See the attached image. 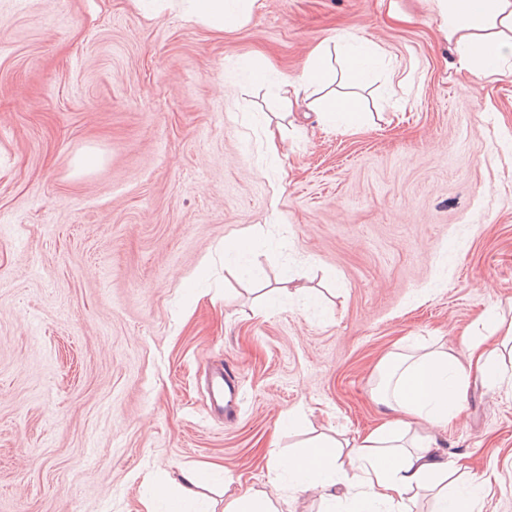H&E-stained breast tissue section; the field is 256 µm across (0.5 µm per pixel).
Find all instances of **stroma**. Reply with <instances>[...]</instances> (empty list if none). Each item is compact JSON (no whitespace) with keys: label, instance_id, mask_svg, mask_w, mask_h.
Listing matches in <instances>:
<instances>
[{"label":"stroma","instance_id":"obj_1","mask_svg":"<svg viewBox=\"0 0 512 512\" xmlns=\"http://www.w3.org/2000/svg\"><path fill=\"white\" fill-rule=\"evenodd\" d=\"M260 2L221 35L133 0H0V512H167L152 487L188 467L211 474L197 512L228 477L344 512L273 455L360 441L393 417L390 354L512 318V81L458 69L435 0ZM337 34L386 55L356 131L276 92ZM431 439L487 477L481 512H512V383L473 377ZM237 372L230 366H213L209 372L208 393L211 406L230 415L235 408V395L237 386ZM229 398L226 400V395Z\"/></svg>","mask_w":512,"mask_h":512}]
</instances>
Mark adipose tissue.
<instances>
[{
  "label": "adipose tissue",
  "instance_id": "1",
  "mask_svg": "<svg viewBox=\"0 0 512 512\" xmlns=\"http://www.w3.org/2000/svg\"><path fill=\"white\" fill-rule=\"evenodd\" d=\"M166 8L180 11L219 33H232L250 19L257 0H164ZM443 15L441 30L452 42L457 64L467 69L479 64L493 74L512 77L502 69L512 57V0H437ZM329 73L322 64L310 65L300 76L284 79L280 90L289 104H302L321 119L360 127L362 114L355 100L320 101V86ZM386 382L378 400L395 417L371 431L347 454L356 471L338 464L339 439L325 436L297 456L275 459L294 489L322 498L344 494L361 501L360 512H375V504L389 512H411L408 503L419 492H431L435 512H477L481 476L470 473L463 459L448 460L431 447L424 427L447 424L467 396L472 374L489 383L500 374L495 353L483 336L470 338L464 358L429 346L386 360Z\"/></svg>",
  "mask_w": 512,
  "mask_h": 512
}]
</instances>
